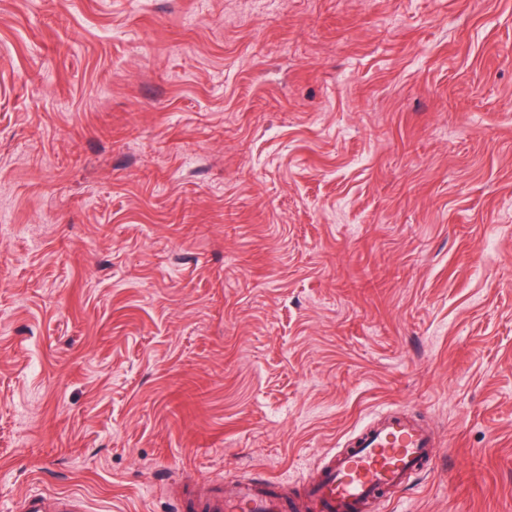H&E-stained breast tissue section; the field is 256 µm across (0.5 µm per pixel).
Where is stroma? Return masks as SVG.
<instances>
[{"mask_svg":"<svg viewBox=\"0 0 512 512\" xmlns=\"http://www.w3.org/2000/svg\"><path fill=\"white\" fill-rule=\"evenodd\" d=\"M512 512V0H0V512L297 489ZM345 446L303 485L314 512H368L411 476L431 470L435 458L429 428L398 410L353 433ZM84 500L74 494L57 493L52 496H27L22 501L23 512H85Z\"/></svg>","mask_w":512,"mask_h":512,"instance_id":"1","label":"stroma"}]
</instances>
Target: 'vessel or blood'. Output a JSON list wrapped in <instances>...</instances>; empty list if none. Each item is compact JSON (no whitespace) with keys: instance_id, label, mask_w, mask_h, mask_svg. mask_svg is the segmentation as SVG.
<instances>
[{"instance_id":"b4317fda","label":"vessel or blood","mask_w":512,"mask_h":512,"mask_svg":"<svg viewBox=\"0 0 512 512\" xmlns=\"http://www.w3.org/2000/svg\"><path fill=\"white\" fill-rule=\"evenodd\" d=\"M435 444L428 427L391 410L356 431L332 454L317 477L303 485L311 512H369L411 476L432 469ZM184 512H288V497L275 478L214 484L188 490ZM22 512H86L81 497L28 496Z\"/></svg>"}]
</instances>
